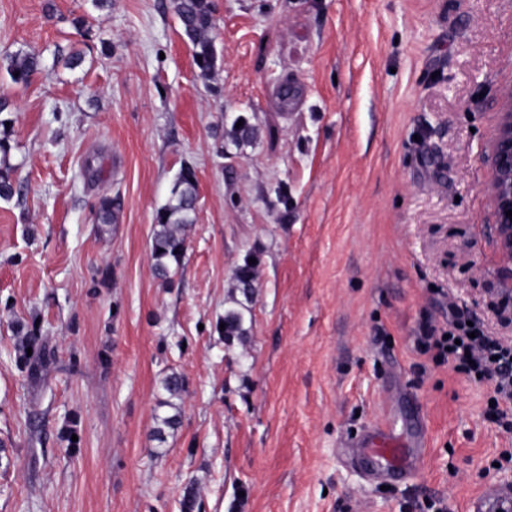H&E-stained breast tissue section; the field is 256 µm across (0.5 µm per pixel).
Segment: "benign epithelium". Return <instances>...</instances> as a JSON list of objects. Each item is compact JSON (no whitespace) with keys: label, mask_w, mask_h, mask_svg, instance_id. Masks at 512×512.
Returning <instances> with one entry per match:
<instances>
[{"label":"benign epithelium","mask_w":512,"mask_h":512,"mask_svg":"<svg viewBox=\"0 0 512 512\" xmlns=\"http://www.w3.org/2000/svg\"><path fill=\"white\" fill-rule=\"evenodd\" d=\"M483 160L490 172L488 195L493 224L489 225V231L502 272L512 282V218L506 216L512 210V88L502 95L497 133Z\"/></svg>","instance_id":"7a95c632"}]
</instances>
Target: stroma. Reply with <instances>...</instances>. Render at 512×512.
Returning a JSON list of instances; mask_svg holds the SVG:
<instances>
[{
	"mask_svg": "<svg viewBox=\"0 0 512 512\" xmlns=\"http://www.w3.org/2000/svg\"><path fill=\"white\" fill-rule=\"evenodd\" d=\"M213 5L204 80L172 0H0V57L42 56L27 85L0 70L26 186L0 201V512H184L189 490L193 512H467L511 488L493 382L415 336L446 300L512 342L481 160L512 86V0ZM186 166L197 205L169 288L151 230ZM104 196L120 210L101 233ZM231 308L246 335L227 343ZM19 323L55 352L36 390ZM173 372L182 423L161 444ZM378 424L425 436L387 489L351 450ZM162 389L167 395V398L159 402L160 406L169 407L173 413L163 416L158 415L155 419V427L152 430L154 439L158 443H165L167 436L174 433L181 425L182 412L180 405L174 403L172 400L182 399L184 389V379L180 374L171 373L167 375L162 382Z\"/></svg>",
	"mask_w": 512,
	"mask_h": 512,
	"instance_id": "1",
	"label": "stroma"
}]
</instances>
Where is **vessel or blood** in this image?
<instances>
[{"label":"vessel or blood","mask_w":512,"mask_h":512,"mask_svg":"<svg viewBox=\"0 0 512 512\" xmlns=\"http://www.w3.org/2000/svg\"><path fill=\"white\" fill-rule=\"evenodd\" d=\"M422 439H415L413 449L401 447L389 428H373L359 443L358 456L365 470L387 481L405 479L409 468L419 461ZM470 512H512V492L495 485L487 486L470 503Z\"/></svg>","instance_id":"1"}]
</instances>
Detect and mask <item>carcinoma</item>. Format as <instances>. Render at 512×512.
I'll use <instances>...</instances> for the list:
<instances>
[{
  "label": "carcinoma",
  "mask_w": 512,
  "mask_h": 512,
  "mask_svg": "<svg viewBox=\"0 0 512 512\" xmlns=\"http://www.w3.org/2000/svg\"><path fill=\"white\" fill-rule=\"evenodd\" d=\"M174 13L182 30L190 42L193 59L202 78H207L215 65V52L210 31L213 27L211 0H173ZM0 66L5 70L11 81L16 85L26 84L33 73L41 67V56L35 52L17 51L6 55L0 60ZM10 145L0 137V200L10 201L22 195V186L14 179V168L9 162ZM197 200L196 175L190 167H185L178 173L171 197L161 208L152 229L151 253L155 275L167 284L173 283L181 261L186 252L187 229L193 224ZM117 202L112 197L99 200L95 214L96 223L105 226L116 219ZM221 322L225 329L221 335L232 339L243 334L242 318L237 312L224 315ZM15 350L17 363L29 382L40 384L44 382L50 364L55 361L54 351L47 348L42 336L34 330L24 329L18 324ZM32 354H27V349ZM162 389L167 398L160 405L173 410V413L157 416L152 430L154 439L163 444L167 436L175 432L181 425L182 412L177 401L182 399L184 379L177 373L166 376Z\"/></svg>",
  "instance_id": "1"
}]
</instances>
